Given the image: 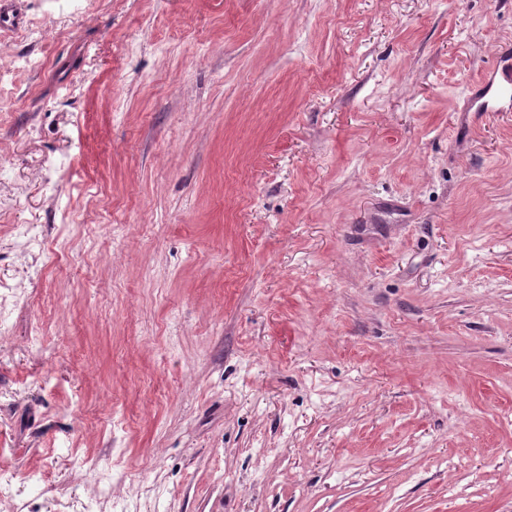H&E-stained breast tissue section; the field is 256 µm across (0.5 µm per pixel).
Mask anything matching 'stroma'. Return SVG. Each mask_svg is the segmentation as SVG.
Here are the masks:
<instances>
[{
	"label": "stroma",
	"instance_id": "obj_1",
	"mask_svg": "<svg viewBox=\"0 0 512 512\" xmlns=\"http://www.w3.org/2000/svg\"><path fill=\"white\" fill-rule=\"evenodd\" d=\"M21 8L0 512H512V0ZM481 92L472 99L474 112H512V56L499 51L486 75L480 80Z\"/></svg>",
	"mask_w": 512,
	"mask_h": 512
}]
</instances>
